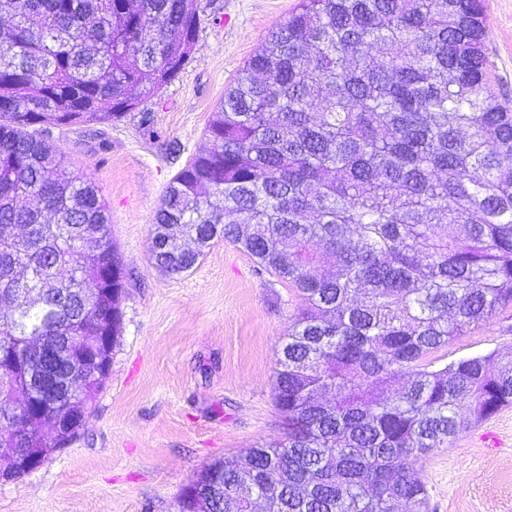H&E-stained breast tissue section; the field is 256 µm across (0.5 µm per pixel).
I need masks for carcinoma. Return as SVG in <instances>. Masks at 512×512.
Here are the masks:
<instances>
[{"instance_id":"1","label":"carcinoma","mask_w":512,"mask_h":512,"mask_svg":"<svg viewBox=\"0 0 512 512\" xmlns=\"http://www.w3.org/2000/svg\"><path fill=\"white\" fill-rule=\"evenodd\" d=\"M200 0H0V381L39 395L42 341L120 335L126 271L100 189L53 128L119 121L195 50ZM480 0H300L171 179L152 261L236 245L306 308L276 360L282 438L206 468L207 512H429L420 458L512 405V349L433 354L512 307V112ZM194 238L198 251L183 248ZM96 398L100 384L73 381ZM0 405V442L43 448Z\"/></svg>"}]
</instances>
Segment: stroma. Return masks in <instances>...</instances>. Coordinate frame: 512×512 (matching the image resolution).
Instances as JSON below:
<instances>
[{"mask_svg":"<svg viewBox=\"0 0 512 512\" xmlns=\"http://www.w3.org/2000/svg\"><path fill=\"white\" fill-rule=\"evenodd\" d=\"M299 0H202L195 52L171 84L106 125L57 129L75 172L100 188L127 273L112 366L80 436L0 483V512H178L208 464L283 434L277 352L304 303L234 245L189 272L151 261L149 226L170 179L207 148L227 89ZM488 74L512 105V0H483ZM512 348V309L441 350L447 364ZM500 446H492L487 433ZM430 512H512V405L418 464Z\"/></svg>","mask_w":512,"mask_h":512,"instance_id":"obj_1","label":"stroma"}]
</instances>
